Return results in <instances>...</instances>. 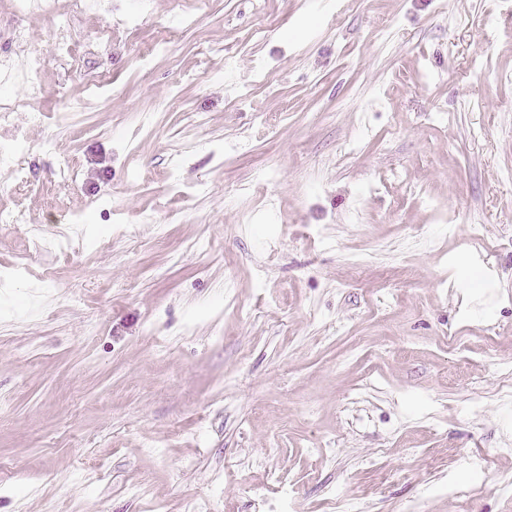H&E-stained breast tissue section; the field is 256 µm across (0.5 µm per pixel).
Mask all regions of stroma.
<instances>
[{"label": "stroma", "mask_w": 512, "mask_h": 512, "mask_svg": "<svg viewBox=\"0 0 512 512\" xmlns=\"http://www.w3.org/2000/svg\"><path fill=\"white\" fill-rule=\"evenodd\" d=\"M6 3L0 512H512V0ZM48 64L49 60L38 52L30 53L21 67L0 56V83L21 87L28 99H36L42 94L39 75Z\"/></svg>", "instance_id": "obj_1"}]
</instances>
